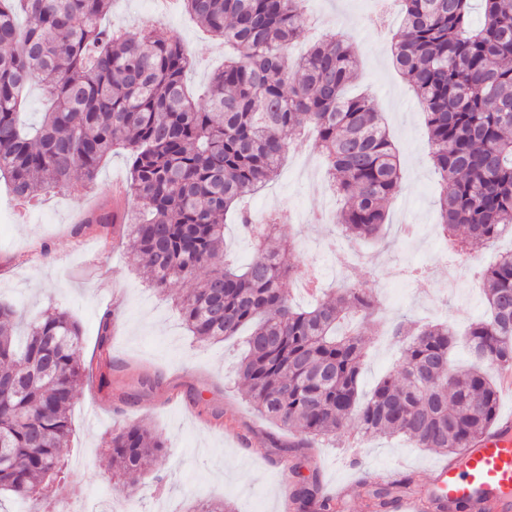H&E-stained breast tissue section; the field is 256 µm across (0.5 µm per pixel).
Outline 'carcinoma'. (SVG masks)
<instances>
[{"label":"carcinoma","mask_w":512,"mask_h":512,"mask_svg":"<svg viewBox=\"0 0 512 512\" xmlns=\"http://www.w3.org/2000/svg\"><path fill=\"white\" fill-rule=\"evenodd\" d=\"M110 0H0V177L14 196L33 201L78 174L89 189L102 162L122 149L131 170L130 226L137 267L157 289L192 287L178 299L188 331L207 342L249 330L238 375L251 406L313 448L358 424L366 436L403 437L450 456L481 438L498 419L499 390L486 363L512 367V252L479 281L487 317L458 338L446 322L397 323L395 372L359 396L364 325L347 319L379 309L371 291L348 284L313 306H294L290 285L304 272L290 249L270 250L279 216L258 229L245 199L276 175L306 130L322 149L331 186L344 201L335 223L348 240L373 239L386 204L402 191L400 162L380 112L348 97L359 59L341 36L289 49L306 24L303 0H178L236 55L214 73L205 97L185 90L193 60L177 38L154 24L112 30ZM403 24L392 38V64L423 111L439 177V216L457 251L462 229L486 245L512 229V0H399ZM51 101L40 124L21 123L27 88ZM234 215L255 244L243 268L224 260V223ZM115 223L91 213L80 229ZM17 310L0 303V495L28 499L48 479L64 483L61 449L85 368L81 328L66 311L37 313L16 341ZM473 356L453 369L452 348ZM111 478L148 471L165 453L145 425L112 434ZM403 475L372 492L373 505L405 494ZM301 512H336L317 473L299 476Z\"/></svg>","instance_id":"1"}]
</instances>
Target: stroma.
Masks as SVG:
<instances>
[{
	"instance_id": "35a3bbf8",
	"label": "stroma",
	"mask_w": 512,
	"mask_h": 512,
	"mask_svg": "<svg viewBox=\"0 0 512 512\" xmlns=\"http://www.w3.org/2000/svg\"><path fill=\"white\" fill-rule=\"evenodd\" d=\"M378 0H307L305 35L292 54L314 41L344 34L362 61L349 94L369 93L383 113L398 150L403 192L390 201L387 222L376 244L357 243L361 262L347 271L357 285L378 293L379 319L400 317L445 321L464 329L485 311L477 281L492 254L511 252L512 237L502 236L473 250L465 261L449 255L436 262L446 242L437 230L439 182L430 155L424 116L409 84L390 64L391 33L400 23L392 11L384 30L373 29ZM153 21L180 39L194 61L187 85L197 92L224 64V46L185 12L159 13L154 0H113L105 26L132 28ZM322 155L315 140L299 142L282 162L277 177L250 199L252 213L277 211L278 235L297 245L298 258L322 268L319 284L333 291L341 233L333 222L307 224L302 214L324 205L340 208L323 194ZM130 184L124 154L102 165L94 189L72 179L63 190L43 195L27 217L0 179V302L28 312L65 309L82 331L80 359L91 374L78 387L71 411L72 433L63 449L72 506L92 507L99 500L123 512L124 498L135 492L141 512H187L199 501L231 500L237 512H287L279 463L318 469L325 491L340 492L341 512H367L368 489L357 481L366 470L401 471L424 493L431 470L445 454L413 447L401 438L357 437L352 448L330 441L301 447L289 433L257 414L238 382L241 337L221 343L194 340L175 307L184 283L159 292L150 288L131 262V240L124 224L96 233L77 230L79 219L111 209L113 182ZM110 317L111 332L101 338L100 323ZM367 358L361 393L395 369L398 355L388 337L368 326ZM141 422L166 445L159 467L173 478L157 486L153 472L107 481V443L113 431Z\"/></svg>"
}]
</instances>
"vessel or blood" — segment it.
I'll return each instance as SVG.
<instances>
[{"instance_id": "obj_1", "label": "vessel or blood", "mask_w": 512, "mask_h": 512, "mask_svg": "<svg viewBox=\"0 0 512 512\" xmlns=\"http://www.w3.org/2000/svg\"><path fill=\"white\" fill-rule=\"evenodd\" d=\"M390 512H512V416L433 469L423 495L392 499Z\"/></svg>"}]
</instances>
